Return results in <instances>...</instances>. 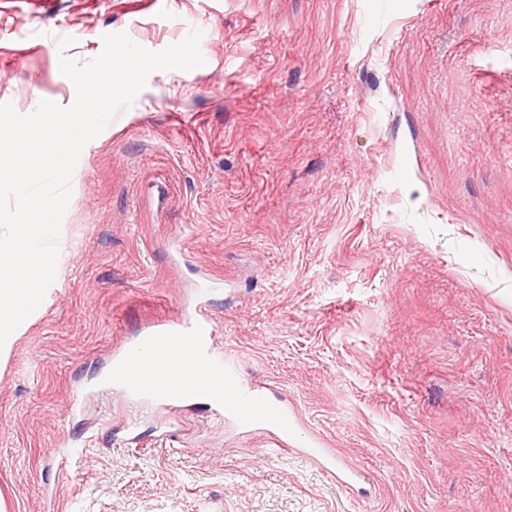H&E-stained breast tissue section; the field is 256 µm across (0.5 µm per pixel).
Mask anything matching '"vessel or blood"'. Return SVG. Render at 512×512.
I'll use <instances>...</instances> for the list:
<instances>
[{"label":"vessel or blood","mask_w":512,"mask_h":512,"mask_svg":"<svg viewBox=\"0 0 512 512\" xmlns=\"http://www.w3.org/2000/svg\"><path fill=\"white\" fill-rule=\"evenodd\" d=\"M120 360L129 371L116 385L126 395L183 412L195 405L200 393L213 392V412L225 422L260 427L278 450L320 464L343 486L364 477L354 463L337 466V453L329 443L316 438L300 443L298 417L287 399L244 378L225 360L204 315L186 311L150 326L137 343L123 347Z\"/></svg>","instance_id":"b4317fda"}]
</instances>
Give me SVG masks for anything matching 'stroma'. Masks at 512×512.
<instances>
[{
    "label": "stroma",
    "mask_w": 512,
    "mask_h": 512,
    "mask_svg": "<svg viewBox=\"0 0 512 512\" xmlns=\"http://www.w3.org/2000/svg\"><path fill=\"white\" fill-rule=\"evenodd\" d=\"M195 29L204 65L152 73L73 173L64 286L0 368L8 512H512V0L7 2L0 104L73 103L58 38ZM203 267L227 357L362 489L104 386Z\"/></svg>",
    "instance_id": "stroma-1"
}]
</instances>
